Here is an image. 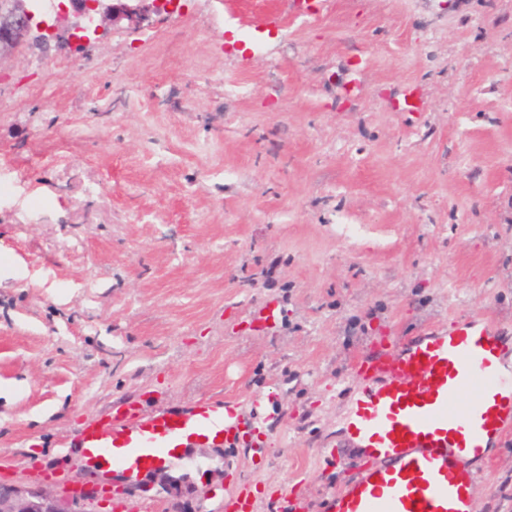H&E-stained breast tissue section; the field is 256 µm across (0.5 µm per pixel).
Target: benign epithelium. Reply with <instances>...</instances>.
I'll list each match as a JSON object with an SVG mask.
<instances>
[{
	"label": "benign epithelium",
	"instance_id": "benign-epithelium-1",
	"mask_svg": "<svg viewBox=\"0 0 512 512\" xmlns=\"http://www.w3.org/2000/svg\"><path fill=\"white\" fill-rule=\"evenodd\" d=\"M65 13L62 21L67 23L71 38L76 42L90 39L109 23L122 20L140 23L149 15L157 13L154 0H115L105 4L103 0H76L71 13ZM34 27V16L27 0H0V60L13 57L28 41ZM167 491L171 497V509L182 512L193 507L198 501L208 500L207 492L194 490L184 494L181 487L158 468L148 473L129 492H148L154 487ZM106 499L91 483L77 484L62 490L55 485L37 484L32 486L5 484L0 486V512H104Z\"/></svg>",
	"mask_w": 512,
	"mask_h": 512
}]
</instances>
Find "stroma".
<instances>
[{"instance_id":"stroma-1","label":"stroma","mask_w":512,"mask_h":512,"mask_svg":"<svg viewBox=\"0 0 512 512\" xmlns=\"http://www.w3.org/2000/svg\"><path fill=\"white\" fill-rule=\"evenodd\" d=\"M221 10L0 62L4 482L37 483L116 399L264 395L263 454L182 470L211 512L244 483L257 512L292 490L320 512L373 337L512 332V0H283L262 55ZM480 468L476 512H512V428Z\"/></svg>"}]
</instances>
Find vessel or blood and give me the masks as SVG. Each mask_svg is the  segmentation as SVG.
Listing matches in <instances>:
<instances>
[{
  "label": "vessel or blood",
  "instance_id": "vessel-or-blood-1",
  "mask_svg": "<svg viewBox=\"0 0 512 512\" xmlns=\"http://www.w3.org/2000/svg\"><path fill=\"white\" fill-rule=\"evenodd\" d=\"M511 341L488 317L428 326L403 344L372 340L343 416L344 444L361 449L363 461L327 495L322 512H474L475 463L512 425V366L503 364ZM261 403L253 398L246 410L233 401L187 410L161 405L147 415L138 401L119 399L105 419L77 432L81 453L71 466H33L66 487L90 472L131 479L201 445L254 447ZM255 510L246 485L224 500V512Z\"/></svg>",
  "mask_w": 512,
  "mask_h": 512
}]
</instances>
